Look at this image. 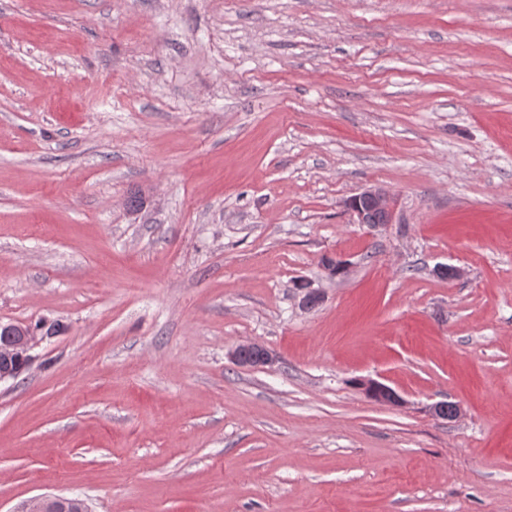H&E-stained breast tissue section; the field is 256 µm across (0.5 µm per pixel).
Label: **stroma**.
<instances>
[{
	"label": "stroma",
	"instance_id": "obj_1",
	"mask_svg": "<svg viewBox=\"0 0 512 512\" xmlns=\"http://www.w3.org/2000/svg\"><path fill=\"white\" fill-rule=\"evenodd\" d=\"M0 322V512H512V0H0ZM364 205H369L386 216L384 224L391 222L392 207L389 192L381 187H369L348 201V208L357 217V223L366 224ZM0 382L15 379L27 370L32 361V351L45 337L40 329H36L24 323H0ZM25 359V365L20 370L13 369L10 362L13 358ZM248 351H255V354L247 356ZM231 358L242 367L264 366L274 362L273 356L257 343L238 344L231 351Z\"/></svg>",
	"mask_w": 512,
	"mask_h": 512
}]
</instances>
